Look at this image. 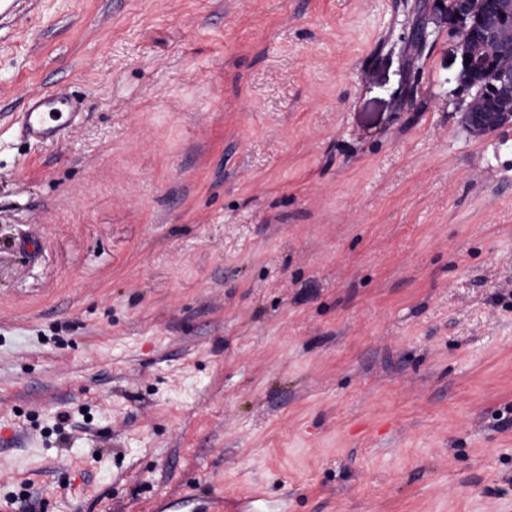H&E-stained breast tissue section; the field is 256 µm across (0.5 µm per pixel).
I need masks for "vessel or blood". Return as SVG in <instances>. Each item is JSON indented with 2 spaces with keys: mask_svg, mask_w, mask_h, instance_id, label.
<instances>
[{
  "mask_svg": "<svg viewBox=\"0 0 512 512\" xmlns=\"http://www.w3.org/2000/svg\"><path fill=\"white\" fill-rule=\"evenodd\" d=\"M76 120L77 114L73 112L69 98L39 92L30 96L28 107L21 114L20 131L41 141H53Z\"/></svg>",
  "mask_w": 512,
  "mask_h": 512,
  "instance_id": "b4317fda",
  "label": "vessel or blood"
}]
</instances>
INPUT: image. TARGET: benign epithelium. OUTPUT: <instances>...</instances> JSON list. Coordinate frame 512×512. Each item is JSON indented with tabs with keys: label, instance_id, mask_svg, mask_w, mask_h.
<instances>
[{
	"label": "benign epithelium",
	"instance_id": "7a95c632",
	"mask_svg": "<svg viewBox=\"0 0 512 512\" xmlns=\"http://www.w3.org/2000/svg\"><path fill=\"white\" fill-rule=\"evenodd\" d=\"M496 19L478 16L472 0H448V30L458 35L460 67L455 80L476 94L461 113L465 127L488 136L512 127V32L501 21L512 18V0H499Z\"/></svg>",
	"mask_w": 512,
	"mask_h": 512
}]
</instances>
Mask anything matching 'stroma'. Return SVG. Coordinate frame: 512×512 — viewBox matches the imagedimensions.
<instances>
[{
	"label": "stroma",
	"mask_w": 512,
	"mask_h": 512,
	"mask_svg": "<svg viewBox=\"0 0 512 512\" xmlns=\"http://www.w3.org/2000/svg\"><path fill=\"white\" fill-rule=\"evenodd\" d=\"M458 57L437 0L0 19V503L512 512V128ZM78 112L72 111L69 98L48 92L29 97L28 107L20 117V132L41 141L58 139L60 133L76 123ZM216 505V502L213 501L212 497H207L201 499L192 507H188L184 502L182 503H173L167 501H160L155 508L154 512H213L219 509V506Z\"/></svg>",
	"instance_id": "obj_1"
}]
</instances>
